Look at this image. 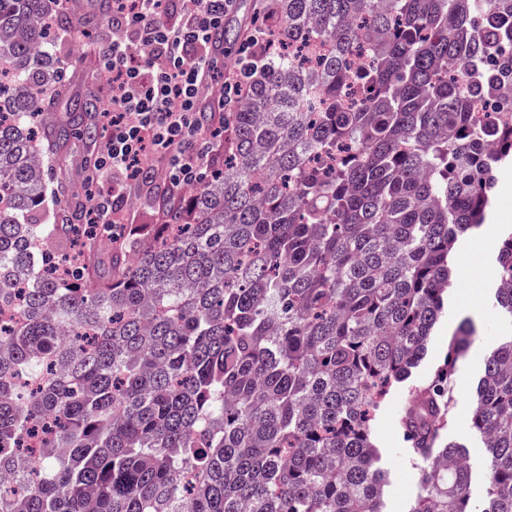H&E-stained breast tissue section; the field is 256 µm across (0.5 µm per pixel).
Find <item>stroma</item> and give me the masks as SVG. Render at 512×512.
Segmentation results:
<instances>
[{
    "mask_svg": "<svg viewBox=\"0 0 512 512\" xmlns=\"http://www.w3.org/2000/svg\"><path fill=\"white\" fill-rule=\"evenodd\" d=\"M111 34L112 28L108 25L86 36L68 26L57 29L53 51L66 64L65 83H72L80 77L95 97L104 96L108 82L99 69L98 54ZM498 246V239L487 241L475 232L466 235L453 252L451 263L454 278L448 294V314L436 325L427 354L412 375L414 383H424L442 364L463 318L469 317L479 323V333L453 376V402L447 426L449 439L469 449L473 474L469 495L471 503L475 505L480 503L484 492L485 450L473 434L469 418L478 371L501 337L494 312L488 304V296L496 282L494 272ZM404 396L401 390L392 393L372 424V436L382 452L388 471L385 512H409L418 489L419 462L404 442L398 423Z\"/></svg>",
    "mask_w": 512,
    "mask_h": 512,
    "instance_id": "1",
    "label": "stroma"
}]
</instances>
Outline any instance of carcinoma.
<instances>
[{"label":"carcinoma","mask_w":512,"mask_h":512,"mask_svg":"<svg viewBox=\"0 0 512 512\" xmlns=\"http://www.w3.org/2000/svg\"><path fill=\"white\" fill-rule=\"evenodd\" d=\"M64 0H0V512H384L371 422L444 314L450 257L512 162V0H266L224 146L156 224L104 251L48 161L99 137L90 93L59 107L51 32ZM112 0L84 26L99 27ZM492 306L507 328L470 425L482 507L445 436L465 319L407 387L421 462L410 512H512V227ZM40 453L38 470L28 473Z\"/></svg>","instance_id":"carcinoma-1"}]
</instances>
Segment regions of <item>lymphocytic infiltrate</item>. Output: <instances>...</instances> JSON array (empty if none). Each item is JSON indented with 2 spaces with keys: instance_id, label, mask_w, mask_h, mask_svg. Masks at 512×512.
<instances>
[{
  "instance_id": "obj_1",
  "label": "lymphocytic infiltrate",
  "mask_w": 512,
  "mask_h": 512,
  "mask_svg": "<svg viewBox=\"0 0 512 512\" xmlns=\"http://www.w3.org/2000/svg\"><path fill=\"white\" fill-rule=\"evenodd\" d=\"M233 0H112V39L99 54L112 90L98 118L107 147L97 156L99 178L110 192H89L86 212L95 224L127 223L128 188L161 164L166 182L186 188L213 165L224 139V115L243 89L224 82L219 109L199 118L203 92L214 81Z\"/></svg>"
}]
</instances>
